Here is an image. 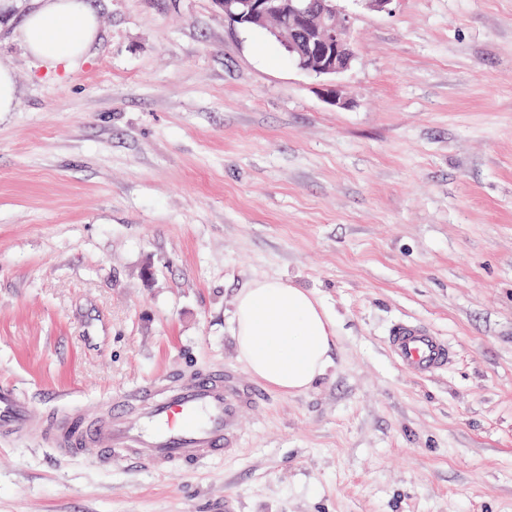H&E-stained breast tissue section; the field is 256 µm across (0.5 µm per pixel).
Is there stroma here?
Returning <instances> with one entry per match:
<instances>
[{
	"instance_id": "stroma-1",
	"label": "stroma",
	"mask_w": 512,
	"mask_h": 512,
	"mask_svg": "<svg viewBox=\"0 0 512 512\" xmlns=\"http://www.w3.org/2000/svg\"><path fill=\"white\" fill-rule=\"evenodd\" d=\"M34 4L0 11V380L49 414L242 370L229 319L264 277L336 336L311 389L263 387L239 454L188 472L0 442V512H512V0H342L329 79L218 0H91L99 44L50 72L16 39ZM400 321L448 366L404 374ZM18 108L14 68L0 59V113L15 112ZM388 346L397 365L415 377H427L448 364L451 355L442 336L422 326L399 323L392 327Z\"/></svg>"
}]
</instances>
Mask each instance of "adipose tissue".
<instances>
[{"label": "adipose tissue", "mask_w": 512, "mask_h": 512, "mask_svg": "<svg viewBox=\"0 0 512 512\" xmlns=\"http://www.w3.org/2000/svg\"><path fill=\"white\" fill-rule=\"evenodd\" d=\"M17 38L46 69H71L98 41L99 21L89 0H39ZM231 332L245 368L288 395L306 392L324 376L336 335L313 292L281 278L253 280L238 293Z\"/></svg>", "instance_id": "1"}]
</instances>
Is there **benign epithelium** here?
Masks as SVG:
<instances>
[{
	"label": "benign epithelium",
	"instance_id": "benign-epithelium-1",
	"mask_svg": "<svg viewBox=\"0 0 512 512\" xmlns=\"http://www.w3.org/2000/svg\"><path fill=\"white\" fill-rule=\"evenodd\" d=\"M283 14L277 0H224V18L238 25L262 23ZM350 17L335 0H288V53L297 52L300 70L317 76L339 74L350 67Z\"/></svg>",
	"mask_w": 512,
	"mask_h": 512
}]
</instances>
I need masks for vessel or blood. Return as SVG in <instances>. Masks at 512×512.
Masks as SVG:
<instances>
[{
    "label": "vessel or blood",
    "mask_w": 512,
    "mask_h": 512,
    "mask_svg": "<svg viewBox=\"0 0 512 512\" xmlns=\"http://www.w3.org/2000/svg\"><path fill=\"white\" fill-rule=\"evenodd\" d=\"M388 346L397 365L415 377L437 373L451 355L445 338L411 323L394 325ZM258 398L253 384L223 367L172 374L104 399L93 410L49 416L33 413L19 389L0 382V436L35 435L61 456L170 474L234 455L242 417Z\"/></svg>",
    "instance_id": "b4317fda"
}]
</instances>
